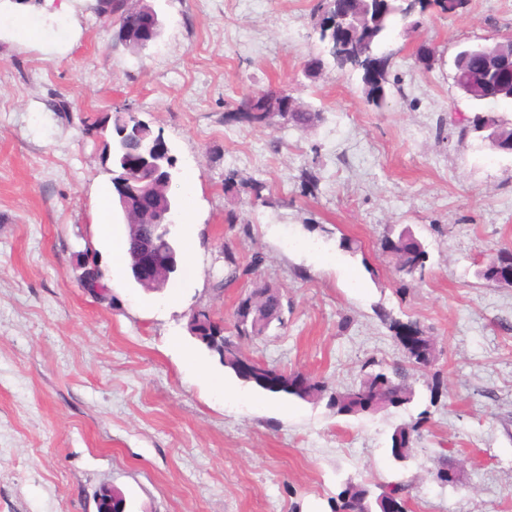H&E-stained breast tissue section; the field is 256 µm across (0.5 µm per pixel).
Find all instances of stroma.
<instances>
[{"mask_svg":"<svg viewBox=\"0 0 512 512\" xmlns=\"http://www.w3.org/2000/svg\"><path fill=\"white\" fill-rule=\"evenodd\" d=\"M147 2L162 35L140 53L115 43L95 0H70L66 29L44 43L0 32V512H97L103 487L125 512H332L347 484L395 482L406 512H512V286L476 276L512 249V153L464 132L479 107L452 67L463 47L512 34V0L395 25L381 109L356 72L304 77L317 0ZM422 44L436 51L427 71ZM282 86L313 126L225 122L243 94ZM118 109L170 146L172 235L200 242L195 278L158 291L113 271L96 231L111 175L89 127ZM230 169L263 183L265 204L225 191ZM393 228L422 242L423 277L401 279L382 252ZM88 248L108 299L73 275ZM228 250L244 273L220 291ZM262 284L278 289L284 322L239 339L245 356L343 389L403 362L388 321H415L436 358L410 371L412 402L341 416L225 371L188 318L209 309L234 336L239 297ZM417 420L396 462L392 432ZM444 460L457 483L436 479Z\"/></svg>","mask_w":512,"mask_h":512,"instance_id":"stroma-1","label":"stroma"}]
</instances>
